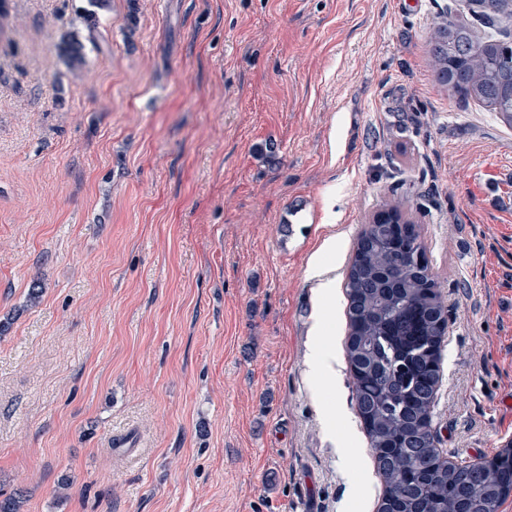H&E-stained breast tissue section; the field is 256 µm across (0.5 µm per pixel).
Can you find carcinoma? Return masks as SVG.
<instances>
[{
	"label": "carcinoma",
	"mask_w": 512,
	"mask_h": 512,
	"mask_svg": "<svg viewBox=\"0 0 512 512\" xmlns=\"http://www.w3.org/2000/svg\"><path fill=\"white\" fill-rule=\"evenodd\" d=\"M512 0H474L471 18L443 12L428 36L436 83L512 122ZM402 239L367 224L349 266L347 357L358 415L385 482L378 512H498L512 457L440 461L432 427L440 343L448 325L417 225Z\"/></svg>",
	"instance_id": "carcinoma-1"
}]
</instances>
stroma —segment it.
<instances>
[{"label":"stroma","instance_id":"stroma-1","mask_svg":"<svg viewBox=\"0 0 512 512\" xmlns=\"http://www.w3.org/2000/svg\"><path fill=\"white\" fill-rule=\"evenodd\" d=\"M87 6L0 0V491L372 512L344 285L387 203L448 309L439 452L511 444L512 124L440 88L427 47L467 0H110L92 33ZM319 320L336 383L310 374Z\"/></svg>","mask_w":512,"mask_h":512}]
</instances>
